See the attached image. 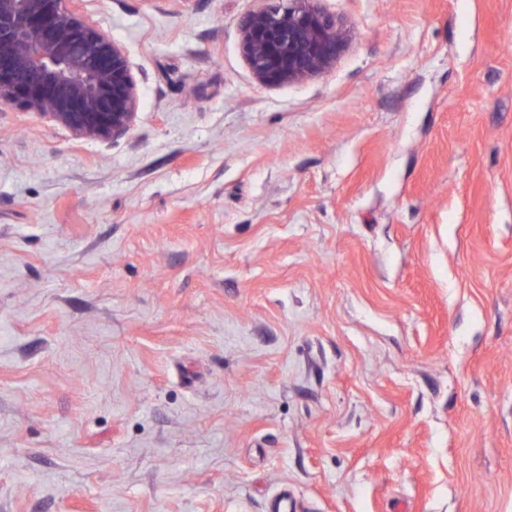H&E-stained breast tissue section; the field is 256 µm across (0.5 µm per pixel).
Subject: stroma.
<instances>
[{
	"label": "stroma",
	"mask_w": 512,
	"mask_h": 512,
	"mask_svg": "<svg viewBox=\"0 0 512 512\" xmlns=\"http://www.w3.org/2000/svg\"><path fill=\"white\" fill-rule=\"evenodd\" d=\"M75 0L138 116L0 107V512H512V0ZM240 22V50L262 84L298 82L327 69L347 39L318 0H259Z\"/></svg>",
	"instance_id": "stroma-1"
}]
</instances>
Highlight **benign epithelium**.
<instances>
[{
    "instance_id": "7a95c632",
    "label": "benign epithelium",
    "mask_w": 512,
    "mask_h": 512,
    "mask_svg": "<svg viewBox=\"0 0 512 512\" xmlns=\"http://www.w3.org/2000/svg\"><path fill=\"white\" fill-rule=\"evenodd\" d=\"M73 0H0V106L45 116L80 140L124 135L137 117L124 49ZM240 22V50L262 84L327 69L347 39L318 0H260Z\"/></svg>"
}]
</instances>
